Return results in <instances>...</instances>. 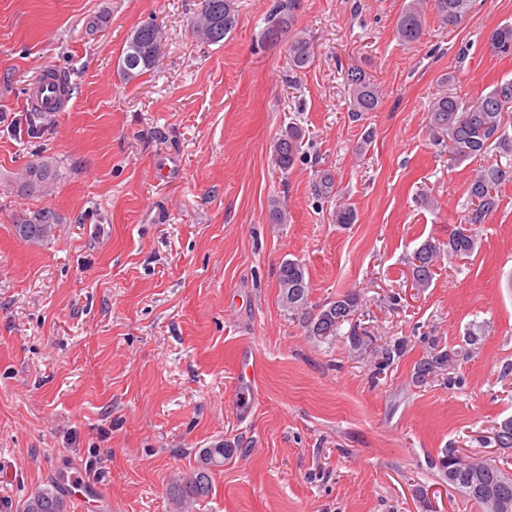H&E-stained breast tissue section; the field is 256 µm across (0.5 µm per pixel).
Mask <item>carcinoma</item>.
Instances as JSON below:
<instances>
[{
    "instance_id": "1",
    "label": "carcinoma",
    "mask_w": 512,
    "mask_h": 512,
    "mask_svg": "<svg viewBox=\"0 0 512 512\" xmlns=\"http://www.w3.org/2000/svg\"><path fill=\"white\" fill-rule=\"evenodd\" d=\"M433 10L441 24L459 25L469 14L472 0H432ZM201 8L193 30L205 43L216 44L224 41L237 24L236 0H200ZM293 0L276 7L267 21L263 39L269 42L279 40L283 34L292 32L295 24ZM425 19L422 0H410L402 10L396 25V35L400 42L410 45L420 41L424 34ZM164 32L154 21L137 27L128 37L126 47L120 56L119 66L126 80L131 81L155 65L163 41ZM490 51L501 57L512 56V25L505 24L494 29L487 37ZM289 56L294 70L307 68L313 57L309 39L301 31L293 35L289 42ZM352 110L374 112L381 102L378 87L366 74L351 68L346 76ZM512 104V80L496 84L486 95L473 102H466L452 95L444 94L436 98L428 107V127L436 140L448 149L454 162L475 161L484 156L492 143L502 140L505 127V113ZM305 131L297 126L285 128L272 144L273 163L283 172L293 168L301 158ZM506 177V171L499 167H483L475 170L466 187L467 211L463 223L472 226L470 233L463 234L452 230L448 242L425 241L414 253L411 269L414 284L418 288L427 286L434 275V267L442 256L448 259L471 256L478 244L479 228L486 217L497 209L499 204L498 187ZM55 179V165L49 159L32 163L16 173L17 192L32 196L42 192L47 184ZM357 221V213L343 203L332 213V223L347 226ZM57 223L52 210H43L30 218L15 224L18 237L26 242L43 241ZM279 302L288 310L304 329L307 336L319 343L330 344L338 336H343L353 349L362 350L373 343V336L361 324L354 321L356 312L363 306V297L350 290L334 301L322 306L309 307L311 283L306 276L304 265L297 260L284 261L278 271ZM345 333H340L343 326ZM477 332L467 333L465 346L445 348L433 336L421 337L427 345L426 355L414 365L411 382L421 387L437 378H442L453 387L461 384V378L451 375L458 359L469 356L467 346L477 343ZM409 341L405 337L373 348L377 379L385 374L394 361L403 356ZM232 449L218 443L199 452L196 467L174 486L172 500L177 512L184 505L201 500L212 492V473L224 466L226 456ZM448 486L460 493L467 501L477 503L476 488L488 483L497 487L500 495L512 504V472L509 471L508 457L501 460H478L463 452L450 448L435 460ZM66 501L55 488H37L22 504L20 512H66Z\"/></svg>"
}]
</instances>
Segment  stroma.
<instances>
[{
	"label": "stroma",
	"mask_w": 512,
	"mask_h": 512,
	"mask_svg": "<svg viewBox=\"0 0 512 512\" xmlns=\"http://www.w3.org/2000/svg\"><path fill=\"white\" fill-rule=\"evenodd\" d=\"M279 2L237 0L236 28L208 45L199 0H0V512L48 485L68 512H174L170 488L219 441L234 454L188 512H478L431 461L491 457L480 437L512 417L511 122L483 161L508 176L479 248L426 288L409 261L447 240L474 168L432 138L427 107L512 79L486 45L512 0H475L447 27L426 8L410 46L395 34L408 0H296L314 50L298 73L288 38H262ZM149 20L158 60L125 81L119 57ZM353 67L377 111L352 112ZM47 69L70 87L53 115L26 98ZM291 123L306 136L284 173L271 144ZM43 157L55 180L17 195L14 173ZM273 200L287 223H269ZM344 202L358 220L341 227ZM41 209L52 233L21 240L15 222ZM288 259L311 306L354 289L377 344L410 339L387 375L372 381L368 351L306 336L278 299ZM474 325L462 387L412 385L420 336L455 347Z\"/></svg>",
	"instance_id": "1"
}]
</instances>
